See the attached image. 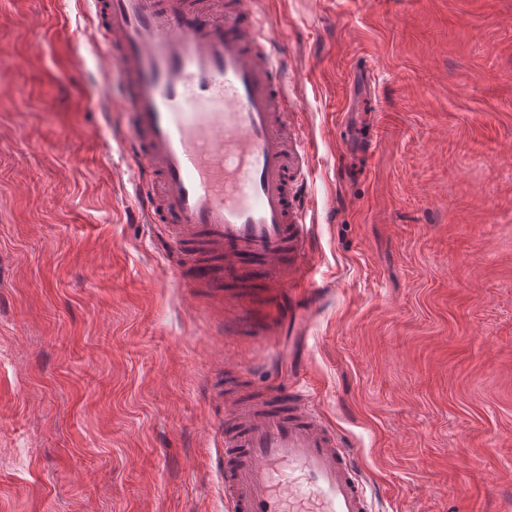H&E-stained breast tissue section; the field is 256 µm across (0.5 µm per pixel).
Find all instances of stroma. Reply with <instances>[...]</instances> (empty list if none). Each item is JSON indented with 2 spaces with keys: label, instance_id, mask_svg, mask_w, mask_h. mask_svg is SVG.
<instances>
[{
  "label": "stroma",
  "instance_id": "35a3bbf8",
  "mask_svg": "<svg viewBox=\"0 0 512 512\" xmlns=\"http://www.w3.org/2000/svg\"><path fill=\"white\" fill-rule=\"evenodd\" d=\"M242 2L311 145L293 341L180 287L83 0H0V512H226L207 383L272 358L373 512H512V0Z\"/></svg>",
  "mask_w": 512,
  "mask_h": 512
}]
</instances>
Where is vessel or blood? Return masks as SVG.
<instances>
[{
	"label": "vessel or blood",
	"mask_w": 512,
	"mask_h": 512,
	"mask_svg": "<svg viewBox=\"0 0 512 512\" xmlns=\"http://www.w3.org/2000/svg\"><path fill=\"white\" fill-rule=\"evenodd\" d=\"M133 115L145 223L177 251L182 287L230 289L241 309L310 281V145L269 17L224 0H87ZM228 512H370L365 479L302 391L267 381L218 432Z\"/></svg>",
	"instance_id": "obj_1"
}]
</instances>
